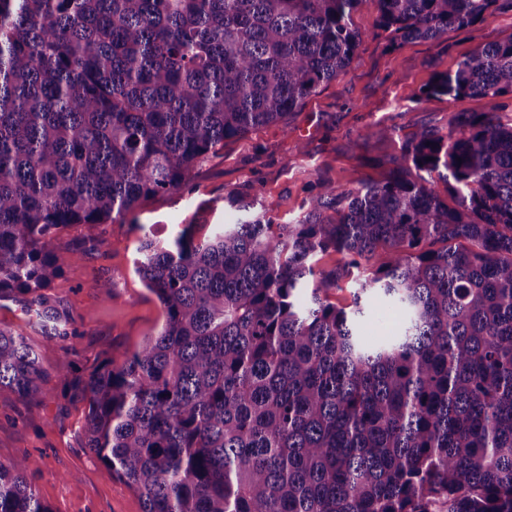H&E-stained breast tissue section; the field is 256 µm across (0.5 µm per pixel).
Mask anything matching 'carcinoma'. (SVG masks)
Returning a JSON list of instances; mask_svg holds the SVG:
<instances>
[{"label":"carcinoma","mask_w":512,"mask_h":512,"mask_svg":"<svg viewBox=\"0 0 512 512\" xmlns=\"http://www.w3.org/2000/svg\"><path fill=\"white\" fill-rule=\"evenodd\" d=\"M362 2L0 0V300L75 350L47 293L70 260L57 231L121 223L224 140L285 120L351 66ZM377 2L394 41L512 10ZM425 94L512 96V37ZM402 156L354 189L319 183L288 224L253 185L203 241L142 237L135 271L164 322L77 388L87 448L143 512H512V119L458 112ZM354 272L352 308L330 302ZM379 295L402 327L367 346L361 299ZM46 377L0 327V396L40 394ZM34 466L0 462V512H51Z\"/></svg>","instance_id":"1"}]
</instances>
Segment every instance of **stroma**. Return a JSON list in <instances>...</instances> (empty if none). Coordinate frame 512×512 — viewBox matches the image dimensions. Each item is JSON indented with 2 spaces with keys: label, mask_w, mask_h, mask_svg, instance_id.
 Wrapping results in <instances>:
<instances>
[{
  "label": "stroma",
  "mask_w": 512,
  "mask_h": 512,
  "mask_svg": "<svg viewBox=\"0 0 512 512\" xmlns=\"http://www.w3.org/2000/svg\"><path fill=\"white\" fill-rule=\"evenodd\" d=\"M361 40L347 72L275 123L225 140L194 170L186 190L143 201L124 222L72 224L57 232L61 247L78 250L48 288L62 297L79 336L75 352L48 339L20 305L0 303V323L22 331L50 376L42 394L0 396V462L27 455V474L51 512H142L137 493L85 444L86 400L75 385L109 360L130 356L156 333L164 313L135 272L144 234L171 243L184 225L202 240L233 223L228 193L261 187L260 204L276 221L296 219L320 180L341 189L380 179L402 161L401 143L418 131L447 126L453 112H487L481 98L457 101L426 94V87L478 46L512 37V11L488 13L470 30L434 41L391 42L378 22L376 0L353 14ZM111 283L103 295L102 283Z\"/></svg>",
  "instance_id": "stroma-1"
}]
</instances>
